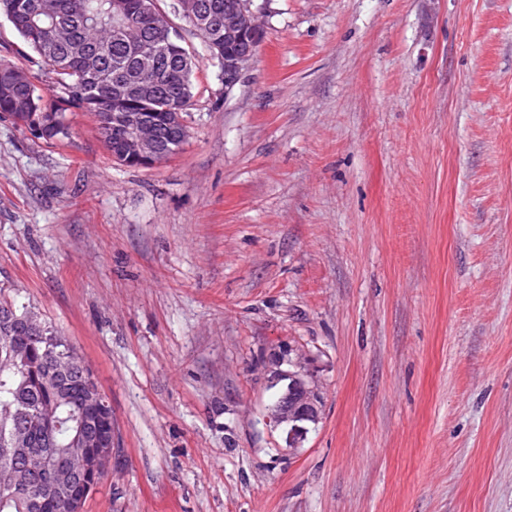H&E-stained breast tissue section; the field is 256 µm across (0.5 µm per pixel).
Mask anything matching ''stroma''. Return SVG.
I'll return each mask as SVG.
<instances>
[{
  "instance_id": "obj_1",
  "label": "stroma",
  "mask_w": 512,
  "mask_h": 512,
  "mask_svg": "<svg viewBox=\"0 0 512 512\" xmlns=\"http://www.w3.org/2000/svg\"><path fill=\"white\" fill-rule=\"evenodd\" d=\"M171 3L177 154L0 115V296L112 407L83 512H512V0H253L229 89ZM291 378L290 388L279 396L271 420L276 425L287 424L290 436H303L306 428L299 423L317 421L319 402L300 373L291 375Z\"/></svg>"
}]
</instances>
